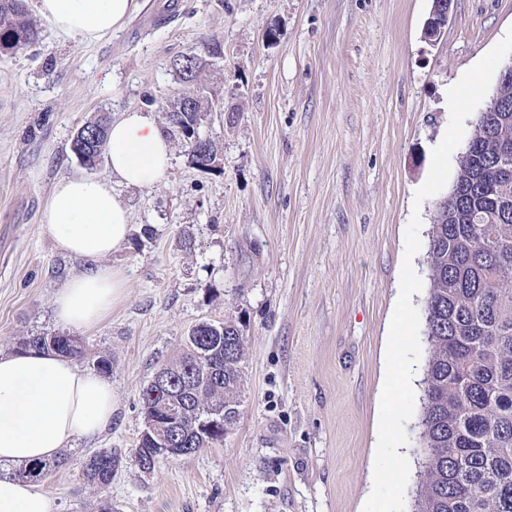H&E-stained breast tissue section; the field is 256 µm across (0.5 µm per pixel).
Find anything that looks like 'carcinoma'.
<instances>
[{
    "instance_id": "1",
    "label": "carcinoma",
    "mask_w": 512,
    "mask_h": 512,
    "mask_svg": "<svg viewBox=\"0 0 512 512\" xmlns=\"http://www.w3.org/2000/svg\"><path fill=\"white\" fill-rule=\"evenodd\" d=\"M37 21L26 0H0V57L39 42ZM201 103L191 112L169 113L183 128L190 163L200 167L193 139L199 135ZM82 131L97 136L98 155L108 140L106 118L93 117ZM472 150L457 170L460 198L436 203L428 266L431 287L425 303L430 346L422 379L421 471L412 512H512V173L499 170L500 150L512 148V95L507 111L475 124ZM20 350H51L67 358L83 354L80 339L67 334L28 336ZM243 336L231 323L202 322L182 354L158 371L168 374L167 393L148 384L141 394L146 420L172 421L179 447H203L198 434L214 430L206 444L219 443L238 415L239 363ZM140 437L132 461L153 469L161 458ZM65 464L40 460L18 476L43 479ZM117 459L103 448L85 463L88 482L107 486Z\"/></svg>"
}]
</instances>
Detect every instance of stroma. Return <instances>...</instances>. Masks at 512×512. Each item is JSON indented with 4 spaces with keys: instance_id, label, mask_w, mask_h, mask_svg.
<instances>
[{
    "instance_id": "obj_1",
    "label": "stroma",
    "mask_w": 512,
    "mask_h": 512,
    "mask_svg": "<svg viewBox=\"0 0 512 512\" xmlns=\"http://www.w3.org/2000/svg\"><path fill=\"white\" fill-rule=\"evenodd\" d=\"M432 0H138L92 42L41 22L38 45L0 58V350L62 331L56 291L84 261L57 251L42 212L82 173L70 151L96 114L161 127L185 94L218 146L203 172L180 133L161 181L113 182L127 241L104 263L125 288L81 331L80 368L112 361L115 410L61 450L38 486L58 512H363L373 488L386 351L412 213L450 113L447 91L512 27V0H455L424 41ZM219 39L193 85L174 59ZM192 241H184L183 228ZM244 338L239 415L222 443L143 471L140 395L201 322ZM119 464L107 487L83 464ZM117 462L112 451L103 448L86 461L83 473L88 482L107 486L112 481V471L117 467Z\"/></svg>"
}]
</instances>
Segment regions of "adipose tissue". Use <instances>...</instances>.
I'll return each mask as SVG.
<instances>
[{
    "label": "adipose tissue",
    "instance_id": "1",
    "mask_svg": "<svg viewBox=\"0 0 512 512\" xmlns=\"http://www.w3.org/2000/svg\"><path fill=\"white\" fill-rule=\"evenodd\" d=\"M137 0H38L57 30L93 41L112 33ZM172 162L169 142L147 112L129 111L108 135L111 179L77 174L54 185L42 221L57 249L86 261L53 300L56 320L89 329L106 319L123 293V280L104 258L127 239L130 214L112 192V180L134 187L160 181ZM114 398L107 378L51 352L0 351V512H57L36 485L8 475L13 466L49 460L112 422Z\"/></svg>",
    "mask_w": 512,
    "mask_h": 512
}]
</instances>
